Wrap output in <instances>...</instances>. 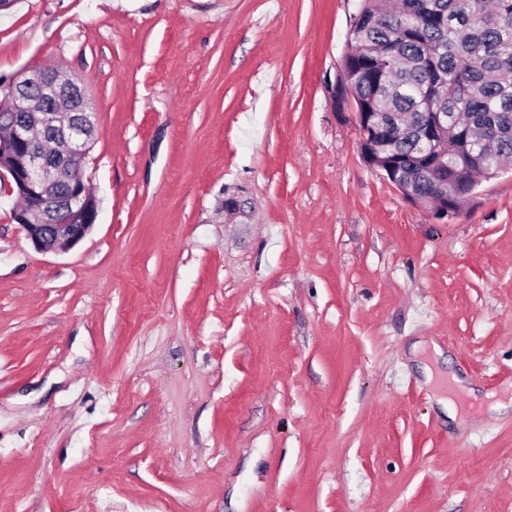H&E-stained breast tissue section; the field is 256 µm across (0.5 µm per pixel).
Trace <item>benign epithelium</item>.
Instances as JSON below:
<instances>
[{"mask_svg": "<svg viewBox=\"0 0 512 512\" xmlns=\"http://www.w3.org/2000/svg\"><path fill=\"white\" fill-rule=\"evenodd\" d=\"M10 111L0 115L9 137L0 140L8 162L0 165L18 187L26 206L14 212L26 237L38 249L66 252L82 241L96 223L97 199L82 176L64 174L85 161L95 132L96 111L78 80L62 70L25 76L7 91ZM466 169L461 177L469 192L433 208L439 219L459 213L476 195L478 185Z\"/></svg>", "mask_w": 512, "mask_h": 512, "instance_id": "7a95c632", "label": "benign epithelium"}]
</instances>
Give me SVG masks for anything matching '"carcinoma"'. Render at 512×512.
<instances>
[{
    "mask_svg": "<svg viewBox=\"0 0 512 512\" xmlns=\"http://www.w3.org/2000/svg\"><path fill=\"white\" fill-rule=\"evenodd\" d=\"M359 0L350 17L340 68L388 136L395 115L414 133L382 148L378 163H395L420 199L449 188L467 166L491 174L512 157V0ZM464 112L468 127L430 124L429 103Z\"/></svg>",
    "mask_w": 512,
    "mask_h": 512,
    "instance_id": "cac0c4a2",
    "label": "carcinoma"
}]
</instances>
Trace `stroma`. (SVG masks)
Instances as JSON below:
<instances>
[{
    "label": "stroma",
    "instance_id": "35a3bbf8",
    "mask_svg": "<svg viewBox=\"0 0 512 512\" xmlns=\"http://www.w3.org/2000/svg\"><path fill=\"white\" fill-rule=\"evenodd\" d=\"M355 9L0 10V81L92 100L98 201L40 251L0 178V512H512V169L439 221L366 165Z\"/></svg>",
    "mask_w": 512,
    "mask_h": 512
}]
</instances>
